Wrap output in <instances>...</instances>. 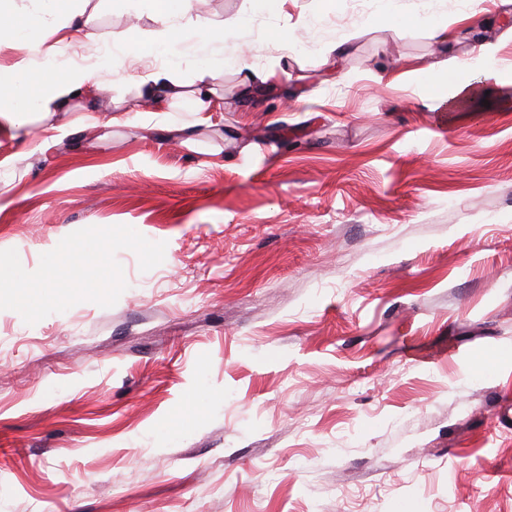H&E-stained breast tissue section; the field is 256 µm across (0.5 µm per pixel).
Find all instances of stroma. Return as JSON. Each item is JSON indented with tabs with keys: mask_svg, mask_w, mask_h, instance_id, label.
I'll list each match as a JSON object with an SVG mask.
<instances>
[{
	"mask_svg": "<svg viewBox=\"0 0 512 512\" xmlns=\"http://www.w3.org/2000/svg\"><path fill=\"white\" fill-rule=\"evenodd\" d=\"M9 7L45 40L0 31V70L37 86L45 48L78 44L98 91L47 119L29 98L25 138L0 133V266L73 264L0 283V512H512L501 0H396L397 22L382 0H193L224 41L174 44L176 76L214 70L216 104L165 125L135 0Z\"/></svg>",
	"mask_w": 512,
	"mask_h": 512,
	"instance_id": "1",
	"label": "stroma"
}]
</instances>
